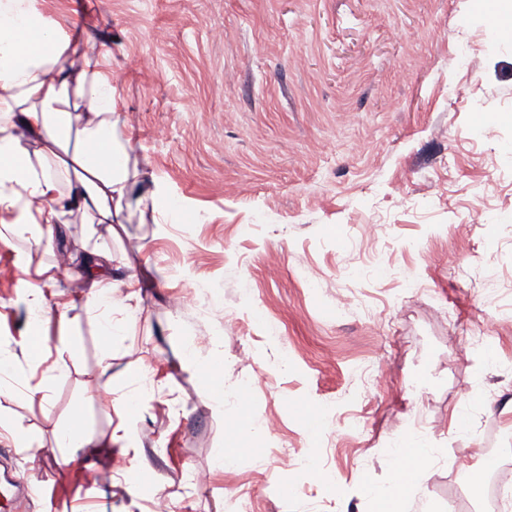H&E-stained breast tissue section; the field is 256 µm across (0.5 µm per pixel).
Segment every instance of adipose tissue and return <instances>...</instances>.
Segmentation results:
<instances>
[{
    "label": "adipose tissue",
    "mask_w": 512,
    "mask_h": 512,
    "mask_svg": "<svg viewBox=\"0 0 512 512\" xmlns=\"http://www.w3.org/2000/svg\"><path fill=\"white\" fill-rule=\"evenodd\" d=\"M122 100L112 81L107 47L78 48L38 10L36 0H0V241L42 225L127 223L132 210L155 207L157 194L130 166L121 140ZM111 253L92 248L83 281L102 313L99 331L112 340L122 333L113 315L140 306L138 274L124 281L128 292L114 303ZM39 287L30 292L29 356H38L57 327L68 349L70 320L64 304H48L55 287L52 266L38 265ZM435 450L420 435L401 441L393 453L395 480L375 489L376 512H403L399 491L425 471Z\"/></svg>",
    "instance_id": "1"
}]
</instances>
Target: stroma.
<instances>
[{"mask_svg": "<svg viewBox=\"0 0 512 512\" xmlns=\"http://www.w3.org/2000/svg\"><path fill=\"white\" fill-rule=\"evenodd\" d=\"M60 29L112 51V77L138 169L173 223L133 213L111 230L67 225L56 253L111 248L122 272L148 270L141 309L114 341L60 266L71 348L49 336L23 354L39 279L0 242V348L13 381L49 404L0 397V420L30 430L0 441V474L29 489L24 512H375L388 450L412 413L437 450L411 498L450 512L449 450L497 429L512 465V34L502 0H40ZM459 265L449 268L448 255ZM496 291H489V282ZM206 285L222 301L199 310ZM498 319L483 350L465 332ZM64 371H52L57 358ZM385 386L350 394L362 365ZM139 396L136 409L126 401ZM324 410L323 429L309 418ZM463 411L469 434L452 428ZM278 419L276 436L253 432ZM80 421L127 439L88 461L57 444ZM237 462L225 468V455ZM288 454L315 467L277 474ZM112 473L95 487L94 470ZM210 483H188V471Z\"/></svg>", "mask_w": 512, "mask_h": 512, "instance_id": "35a3bbf8", "label": "stroma"}]
</instances>
